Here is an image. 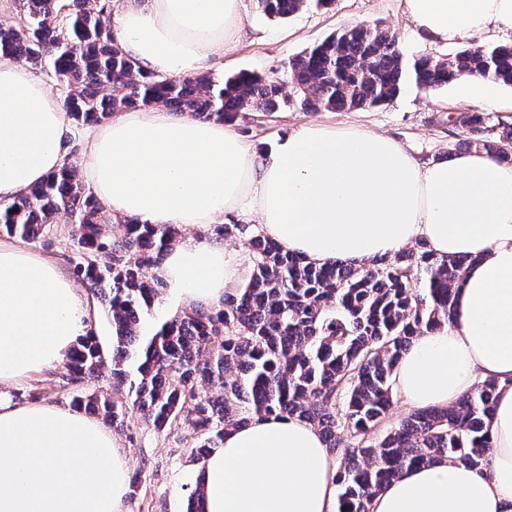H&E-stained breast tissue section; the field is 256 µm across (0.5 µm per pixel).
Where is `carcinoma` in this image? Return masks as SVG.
Instances as JSON below:
<instances>
[{"mask_svg": "<svg viewBox=\"0 0 512 512\" xmlns=\"http://www.w3.org/2000/svg\"><path fill=\"white\" fill-rule=\"evenodd\" d=\"M256 0L261 14L286 20L310 2ZM16 22L0 27V58L50 72L64 88L62 108L81 127L117 112L165 106L204 121L232 124L248 112H277L291 102L313 111L376 108L408 84L437 91L460 79L512 87V44L464 49L450 58L409 59L381 25L345 28L288 60L283 82L256 73L145 74L120 49L112 0H15ZM456 149L512 164V127L494 131L483 112L457 117ZM80 247L76 275L104 300L112 326V389L117 400L79 389L99 377L106 352L90 328L65 359L75 386L70 404L114 430L141 422L188 432L203 444L196 460L221 447L224 433L256 417L302 419L336 462V512H372L375 497L403 470L448 458L479 468L493 450L484 430L498 382L488 378L448 408L417 409L389 420L393 374L415 338L455 318L456 288L469 257L438 258L425 244L368 267L316 265L248 224L214 227L245 240L247 283L212 307H191L142 333L166 284L157 270L182 237L174 224L112 215L65 164L19 197L0 201V233L33 242L60 220Z\"/></svg>", "mask_w": 512, "mask_h": 512, "instance_id": "obj_1", "label": "carcinoma"}]
</instances>
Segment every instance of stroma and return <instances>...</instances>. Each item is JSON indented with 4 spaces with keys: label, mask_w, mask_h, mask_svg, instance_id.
Returning a JSON list of instances; mask_svg holds the SVG:
<instances>
[{
    "label": "stroma",
    "mask_w": 512,
    "mask_h": 512,
    "mask_svg": "<svg viewBox=\"0 0 512 512\" xmlns=\"http://www.w3.org/2000/svg\"><path fill=\"white\" fill-rule=\"evenodd\" d=\"M359 23L389 28L407 57L433 55L448 58L466 48L510 44L512 35L492 31L470 39L440 42L417 30L404 12L402 0H335L331 8L308 7L282 22L264 17L255 0H242L240 39L233 52L210 57L205 70L217 76L241 71L285 80L290 57L326 37ZM480 111L491 124H512V88L493 82L461 80L437 93L408 86L387 105L344 112H309L293 106L274 114L249 113L232 129L258 153L268 152L279 138L309 122L356 125L396 140L421 163L445 157L458 142L459 114ZM36 255L56 262L73 275L79 247L71 226L56 224L52 234L30 246ZM72 391L57 366L32 373L21 382L0 389V399L14 403L45 402L68 407ZM115 439L127 461L129 476L139 482L135 497L127 499V512H185L188 489L201 469L191 450L196 442L137 422L118 431Z\"/></svg>",
    "instance_id": "1"
}]
</instances>
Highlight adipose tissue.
I'll use <instances>...</instances> for the list:
<instances>
[{"label": "adipose tissue", "mask_w": 512, "mask_h": 512, "mask_svg": "<svg viewBox=\"0 0 512 512\" xmlns=\"http://www.w3.org/2000/svg\"><path fill=\"white\" fill-rule=\"evenodd\" d=\"M432 38L512 33V0H403ZM241 0H125L114 18L123 52L146 73L178 77L234 47ZM72 128L45 83L0 60V200L67 160ZM83 177L113 218L207 228L256 215L262 232L307 260L357 266L415 240L468 256L453 323L425 331L394 379L410 407H448L497 379L483 468L444 460L410 469L373 512H512V165L481 152L423 164L358 126L307 123L260 157L216 121L162 109L126 111L88 132ZM243 257L186 240L159 275L185 305L219 303ZM92 308L55 262L0 242V386L61 363ZM335 463L297 418L257 417L230 431L203 465L204 512H336ZM127 463L103 425L43 403L0 402V512H125Z\"/></svg>", "instance_id": "ef3b65f1"}]
</instances>
